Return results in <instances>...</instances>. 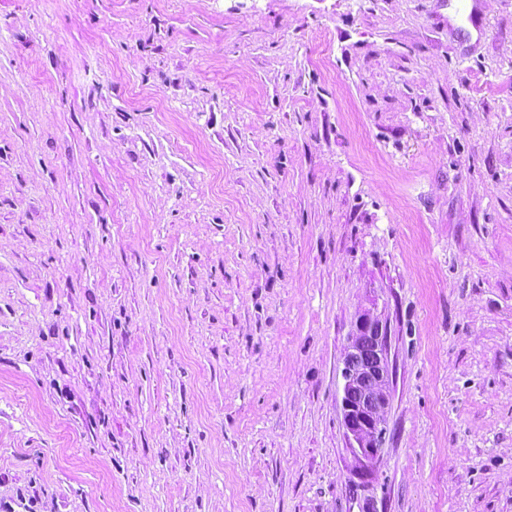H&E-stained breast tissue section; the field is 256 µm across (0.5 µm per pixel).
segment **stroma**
<instances>
[{
    "label": "stroma",
    "mask_w": 512,
    "mask_h": 512,
    "mask_svg": "<svg viewBox=\"0 0 512 512\" xmlns=\"http://www.w3.org/2000/svg\"><path fill=\"white\" fill-rule=\"evenodd\" d=\"M472 3L0 0V512H512V0ZM388 326L380 315L364 310L348 338L342 369V422L349 444L366 466L379 459L385 443L390 401ZM370 346L372 360L365 361ZM370 387L367 396H358Z\"/></svg>",
    "instance_id": "35a3bbf8"
}]
</instances>
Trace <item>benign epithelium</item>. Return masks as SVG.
<instances>
[{"mask_svg":"<svg viewBox=\"0 0 512 512\" xmlns=\"http://www.w3.org/2000/svg\"><path fill=\"white\" fill-rule=\"evenodd\" d=\"M388 326L380 315L363 311L348 338L342 369V422L357 458L369 465L385 443L390 401Z\"/></svg>","mask_w":512,"mask_h":512,"instance_id":"1","label":"benign epithelium"}]
</instances>
